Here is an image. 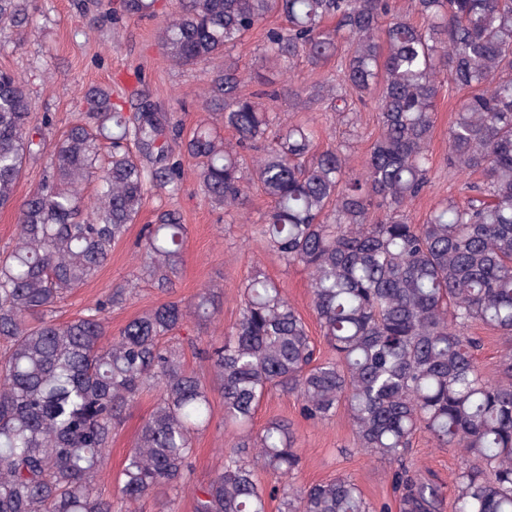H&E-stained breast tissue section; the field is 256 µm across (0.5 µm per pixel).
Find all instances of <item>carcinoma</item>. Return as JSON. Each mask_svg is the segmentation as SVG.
<instances>
[{"mask_svg": "<svg viewBox=\"0 0 512 512\" xmlns=\"http://www.w3.org/2000/svg\"><path fill=\"white\" fill-rule=\"evenodd\" d=\"M128 17L158 19L157 43L180 66L212 64L205 91L216 126L183 138L172 112L142 95L126 110L90 87L82 112L52 145L31 115L27 81L0 70V211L17 232L0 252V512H139L147 497L187 486L194 440L209 427L213 390L224 424L240 431L192 512H441L446 492L406 464L416 434L457 448L452 512H512V0H118ZM263 60L282 73L303 58L309 81L245 92L254 79L234 51L270 17ZM27 22L21 0H0V24ZM336 71L324 72L331 59ZM461 93L445 164L467 178L462 196L414 224L428 188L436 103ZM291 96L296 117L267 102ZM372 99L377 135L356 168L347 145H317L315 112L358 124ZM51 152L43 181L16 196L27 162ZM226 213L259 194L270 202L262 247L310 278L323 356L281 285L261 269L240 283L239 317L219 346L188 339L213 377L186 367L166 338L219 315L217 290L165 300L117 335L107 314L132 282L67 321L56 312L93 279L141 213L149 192L176 193L187 174ZM479 173L482 179L470 181ZM96 182L85 200L83 186ZM187 226L160 209L142 235L136 278L167 295ZM478 325L507 344L493 378L476 362ZM271 391L312 423L344 409L358 447L395 466L394 504L368 500L348 475L297 486L298 437L275 416L253 429ZM149 417L114 488H100L112 435L143 395ZM274 478L264 486L260 473ZM120 504L115 508L114 504Z\"/></svg>", "mask_w": 512, "mask_h": 512, "instance_id": "carcinoma-1", "label": "carcinoma"}]
</instances>
